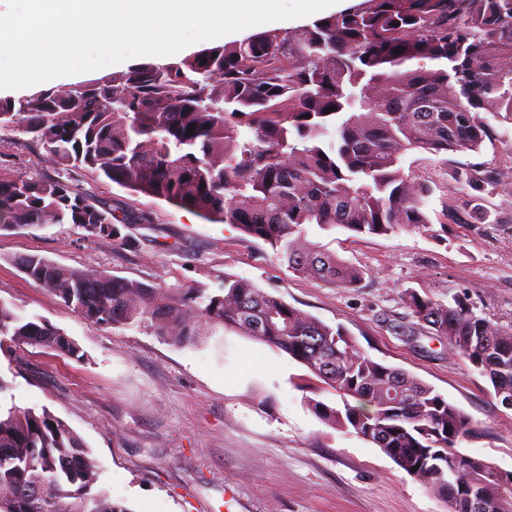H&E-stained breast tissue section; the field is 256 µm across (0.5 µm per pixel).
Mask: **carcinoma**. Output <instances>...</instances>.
<instances>
[{
    "mask_svg": "<svg viewBox=\"0 0 512 512\" xmlns=\"http://www.w3.org/2000/svg\"><path fill=\"white\" fill-rule=\"evenodd\" d=\"M492 119L512 125V0H360L285 32L0 100V130L31 135L29 144L59 171L102 175L235 225L297 276L340 288L356 287L365 271L311 241L307 226L357 235L432 231L429 188L404 172L403 155L478 152L492 138ZM128 223L61 178L0 179V230L76 224L122 241ZM15 264L96 324L137 326L175 345L218 327L263 341L341 397V408L312 404L320 419L372 442L443 496L448 512H512V480L458 450L474 434L460 408L372 359L343 327L247 279L226 275L217 288L172 294L39 256ZM405 300L448 352L489 380L499 401L512 398V327L459 298L444 304L409 290ZM0 337L79 354L63 332L2 300ZM99 479L64 421L0 404V512H128L92 492Z\"/></svg>",
    "mask_w": 512,
    "mask_h": 512,
    "instance_id": "obj_1",
    "label": "carcinoma"
}]
</instances>
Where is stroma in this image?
I'll return each mask as SVG.
<instances>
[{
  "mask_svg": "<svg viewBox=\"0 0 512 512\" xmlns=\"http://www.w3.org/2000/svg\"><path fill=\"white\" fill-rule=\"evenodd\" d=\"M405 171L433 188L432 234L415 229L354 235L309 226L310 236L365 269L354 288L294 275L269 245L165 201L89 174L72 184L117 213L147 216L118 244L71 224L0 230V300L71 338L80 358L0 345V399L47 410L84 440L98 486L126 512H448L443 499L352 431L325 424L315 401L341 406L288 354L230 330L178 346L135 327L83 319L38 287L12 260L104 270L152 287H218L252 281L331 326H342L372 358L403 369L463 410L477 433L461 451L512 472V409L486 378L449 353L414 317L404 294L460 298L512 326V130L481 152L407 153ZM17 131L0 132V178L58 177Z\"/></svg>",
  "mask_w": 512,
  "mask_h": 512,
  "instance_id": "1",
  "label": "stroma"
}]
</instances>
